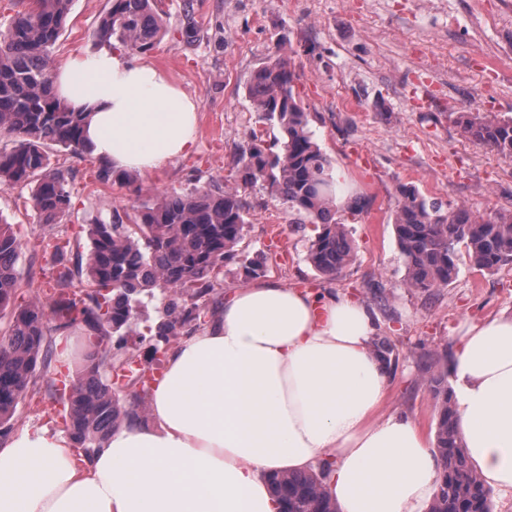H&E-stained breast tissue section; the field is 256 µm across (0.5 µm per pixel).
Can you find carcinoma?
<instances>
[{
    "label": "carcinoma",
    "instance_id": "cac0c4a2",
    "mask_svg": "<svg viewBox=\"0 0 512 512\" xmlns=\"http://www.w3.org/2000/svg\"><path fill=\"white\" fill-rule=\"evenodd\" d=\"M110 7L94 32L101 46L118 42L137 53L151 51L163 33L158 0H109ZM72 0H18L21 9L0 31V135L15 138L0 149V185L31 187L30 201L44 224L69 215V172L52 165L47 148L58 145L88 154L86 115L53 92V50L65 26ZM291 57L277 51L255 72L248 95L259 119L277 128L274 151L256 135L235 160L236 185L210 184L189 192L163 191L139 203L133 214H115L84 228L86 260L70 263L71 242L56 243L50 253L49 278L55 298L14 306L19 287L17 263L21 240L0 220V311L11 309L0 331V437L13 428L18 397L45 391L61 402V417L81 454H88L120 426L146 417L150 388L127 395L113 386L126 337L137 330L143 299L158 301L154 326L155 355L160 344L206 324L209 303L224 286V267L235 264L244 277L267 272L264 261L238 249L244 237L248 206L239 187L261 183L302 217L308 235L307 261L328 279L351 263L355 243L338 216L364 211L355 196L339 205L333 194V165L309 129V113L294 93ZM455 124L469 140L512 157V118L501 120L459 112ZM95 180L128 185L134 177L98 162ZM393 228L406 274L404 286L430 293L450 285L459 274L460 251L472 266L495 272L512 266V211L492 216L449 207L420 194L412 184L399 187ZM59 327L78 326L90 348L82 373L61 391L39 386L37 368H48L57 342L48 334L49 317ZM430 355L425 384L434 400L439 482L427 512H492L485 486L457 432L448 370ZM282 512H338L328 494L324 473H277L270 477Z\"/></svg>",
    "mask_w": 512,
    "mask_h": 512
}]
</instances>
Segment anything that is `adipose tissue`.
<instances>
[{"label":"adipose tissue","mask_w":512,"mask_h":512,"mask_svg":"<svg viewBox=\"0 0 512 512\" xmlns=\"http://www.w3.org/2000/svg\"><path fill=\"white\" fill-rule=\"evenodd\" d=\"M87 112L92 154L145 172L185 154L196 105L163 71L104 50L54 73ZM361 301L258 280L230 291L166 355L147 421L112 431L74 462L62 430L0 443V512H278L268 478L332 467L340 512H426L434 436L384 411L389 367ZM457 428L493 496L512 493V315L468 326L448 368Z\"/></svg>","instance_id":"obj_1"}]
</instances>
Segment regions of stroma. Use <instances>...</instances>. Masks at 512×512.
<instances>
[{
    "instance_id": "1",
    "label": "stroma",
    "mask_w": 512,
    "mask_h": 512,
    "mask_svg": "<svg viewBox=\"0 0 512 512\" xmlns=\"http://www.w3.org/2000/svg\"><path fill=\"white\" fill-rule=\"evenodd\" d=\"M107 4L73 0L55 64L98 52L93 34ZM163 8L166 33L141 59L195 101L194 145L125 187L94 183V156L49 146L52 164L72 178V210L58 224L40 223L24 205L29 188L0 186V219L21 240L17 302L41 294L48 237L71 239L83 253L82 225L111 220L141 194L234 184L239 146L254 133L269 145L279 136L259 122L248 84L285 41L314 139L369 206L346 218L356 255L332 281L308 263L309 243L287 206L259 185L241 191L249 206L241 246L267 255L269 276L282 285L329 287L372 309L399 349L386 410L434 428L421 358L452 353L464 323L512 313V267L480 272L464 257L449 286L429 295L405 288L393 231L398 190L412 183L484 216L512 210V158L473 144L453 121L457 112L512 118V0H163ZM189 25L197 30L190 41Z\"/></svg>"
}]
</instances>
